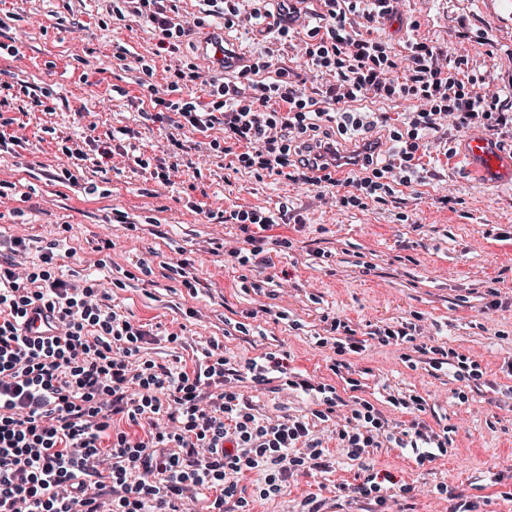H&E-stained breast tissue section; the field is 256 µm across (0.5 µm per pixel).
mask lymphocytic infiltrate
<instances>
[{
  "label": "lymphocytic infiltrate",
  "mask_w": 512,
  "mask_h": 512,
  "mask_svg": "<svg viewBox=\"0 0 512 512\" xmlns=\"http://www.w3.org/2000/svg\"><path fill=\"white\" fill-rule=\"evenodd\" d=\"M198 2V17L187 21L177 0H112V18L154 27L172 50L208 19L269 38V46L246 58L229 48L220 60L197 56L174 70L163 95L151 96V110L141 113L160 124L175 113L199 133L222 131L209 146L228 156L232 170L316 186L323 204L362 209L394 196L397 187L424 182L421 159L447 146L449 131L512 126V93L463 74L451 47L410 41L400 54L366 37V29L394 13L395 0H323L318 23L294 44V0ZM277 43L303 60L315 92L278 59ZM365 99L409 109L395 124L385 112L352 110ZM381 129L383 142L375 137ZM342 140L363 144L365 154L357 171L338 179L331 157ZM288 209L284 203L274 213H231L248 247L231 248L229 256L242 267L269 266L259 233ZM72 251L52 242L35 265L17 237L9 255L0 256V512H181L179 500L201 490L215 493L211 512H224L230 499L245 510V473H262L254 495L268 500L282 495L290 478L328 470V450L305 418L258 416L238 390L245 372L267 384L265 360L240 370L220 358L190 371L141 361L143 326L102 304L93 285L51 274L59 253ZM43 312L53 317V330L32 335V319ZM298 385L321 394L316 416L334 420L350 460L362 464L392 446L422 465L452 443L418 417L401 429L360 398L342 414L335 387L307 379ZM119 414L144 425L143 435L112 428Z\"/></svg>",
  "instance_id": "f902f5d3"
}]
</instances>
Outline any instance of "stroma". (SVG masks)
<instances>
[{"mask_svg":"<svg viewBox=\"0 0 512 512\" xmlns=\"http://www.w3.org/2000/svg\"><path fill=\"white\" fill-rule=\"evenodd\" d=\"M109 6L0 0V43L16 48L0 53V114L20 121L17 143L0 152V238L29 239L34 260L52 241L73 246L57 258V275L99 281L106 304L152 329L142 359L190 370L208 348L238 365L270 353L291 375L334 386L348 403L367 399L398 424L410 415L389 396L423 397L424 421L437 432L454 429V446L422 467L399 448L375 458L374 469L392 475L393 512H448V500L431 493L438 485L475 512H512V177L472 180L458 160L467 135L455 133L448 157L430 160V177L402 188L396 202L331 208L317 187L226 169L223 154L186 126L175 132L188 147L177 158L175 183L161 186L133 162L158 155L164 137L143 121L138 104L165 88L169 70L201 54L217 28L194 29L170 52L137 20L110 23ZM372 34L399 50L412 38L451 46L470 72L512 86V0H402ZM118 45L154 60L149 86L138 85L133 61L114 58ZM116 85L127 97L113 95ZM37 97L48 98L51 111H39ZM123 127L135 135L108 157L86 139L92 131L105 142ZM59 137L85 155L63 183L53 179L64 163ZM444 195L452 199L445 207L438 203ZM284 201L288 220L264 233L272 267L244 271L226 260L223 245L242 246L244 235L224 214L274 211ZM119 214L125 223H116ZM106 237L111 249L98 250ZM284 238L290 246L282 250ZM185 258L190 266L176 272ZM493 287L503 300L497 309L489 306ZM327 315L365 342L349 357L358 390L329 368ZM406 323L422 329L430 352L369 337ZM172 333L177 342H169ZM458 353L479 364V389L458 379ZM241 389L257 414L309 417L333 462L328 472L290 478L283 495L255 502L254 512H300L310 494L325 500V512H377L373 502L338 496L337 486L355 483L360 468L332 440V422L314 418L316 395L278 377L262 386L247 379ZM406 484L413 491L400 496Z\"/></svg>","mask_w":512,"mask_h":512,"instance_id":"stroma-1","label":"stroma"}]
</instances>
